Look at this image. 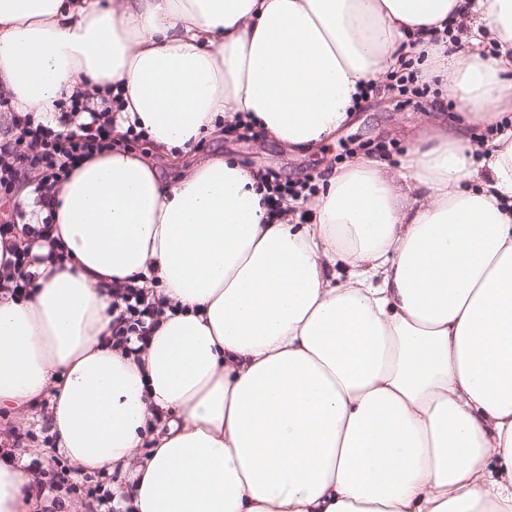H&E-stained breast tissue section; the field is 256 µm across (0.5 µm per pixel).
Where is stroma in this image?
<instances>
[{"label": "stroma", "mask_w": 512, "mask_h": 512, "mask_svg": "<svg viewBox=\"0 0 512 512\" xmlns=\"http://www.w3.org/2000/svg\"><path fill=\"white\" fill-rule=\"evenodd\" d=\"M456 108L455 100H440L433 87L427 97L407 105L400 104L398 94L385 99L375 93L361 103L333 138L314 148H292L256 129L228 128L221 138L199 141L188 159L231 157L257 175L267 174L282 182H305L317 189L329 172L361 153L373 156L389 169H399L421 125L449 122ZM48 402L44 396L23 411L0 408V451L10 454L14 462L27 465L35 459L44 461L56 456V443L48 438ZM19 434L24 441L17 446L13 439ZM34 478L53 490L50 503L35 507L34 512H99L97 501L85 494L53 487L51 473L41 470Z\"/></svg>", "instance_id": "35a3bbf8"}]
</instances>
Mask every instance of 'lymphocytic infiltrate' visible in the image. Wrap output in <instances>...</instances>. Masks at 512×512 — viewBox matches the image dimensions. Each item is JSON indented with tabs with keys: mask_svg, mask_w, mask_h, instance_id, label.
I'll list each match as a JSON object with an SVG mask.
<instances>
[{
	"mask_svg": "<svg viewBox=\"0 0 512 512\" xmlns=\"http://www.w3.org/2000/svg\"><path fill=\"white\" fill-rule=\"evenodd\" d=\"M13 140L0 141V197L9 198L22 178L32 177L35 205L40 215L35 223L16 226L15 217L24 216L21 207L0 217V247L10 253V273L0 280V291L19 296L32 287L35 274L29 269L31 249L39 241L57 251L52 226L56 221L55 197L72 171L84 160L110 151L115 140L131 143L146 139L145 131L128 125L121 138H114V114L109 97L90 105L81 96L59 104L54 122H34L31 113L11 115ZM162 313V303L133 283L112 285V344L136 354L145 350Z\"/></svg>",
	"mask_w": 512,
	"mask_h": 512,
	"instance_id": "f902f5d3",
	"label": "lymphocytic infiltrate"
}]
</instances>
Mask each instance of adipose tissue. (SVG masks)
I'll list each match as a JSON object with an SVG mask.
<instances>
[{"mask_svg":"<svg viewBox=\"0 0 512 512\" xmlns=\"http://www.w3.org/2000/svg\"><path fill=\"white\" fill-rule=\"evenodd\" d=\"M409 58L457 120L400 170L356 157L306 224L231 158L172 183L126 146L84 161L61 262L34 245V290L0 294V407L48 397L58 450L130 470L135 512H512V0H0L17 111L116 83L117 133L173 159L234 122L313 147ZM119 279L168 307L137 357L104 342ZM33 486L0 461V512Z\"/></svg>","mask_w":512,"mask_h":512,"instance_id":"obj_1","label":"adipose tissue"}]
</instances>
